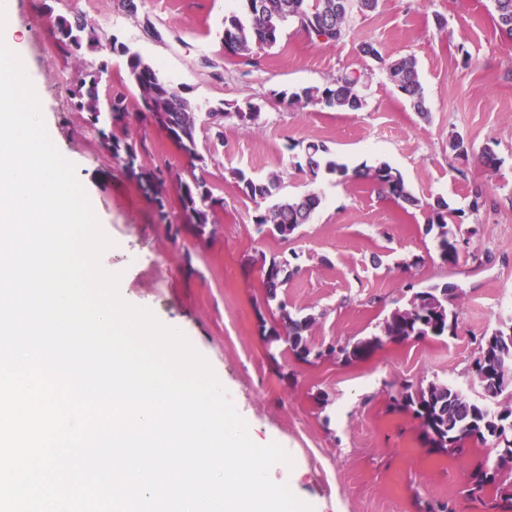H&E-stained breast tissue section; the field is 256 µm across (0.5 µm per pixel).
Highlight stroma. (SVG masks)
<instances>
[{"label":"stroma","instance_id":"35a3bbf8","mask_svg":"<svg viewBox=\"0 0 512 512\" xmlns=\"http://www.w3.org/2000/svg\"><path fill=\"white\" fill-rule=\"evenodd\" d=\"M233 6V0H144L130 17L117 0H12L5 31L19 45L46 128L118 245L103 254L102 265L122 266L133 305L181 325L249 431L292 456L293 466L275 465L273 473L313 512H427L439 503L454 512H501L495 494L480 501L464 496L472 469L494 461V448L475 444L462 458L430 450L419 420L393 409L391 396L402 383L435 381L482 402L470 370L477 339L512 321V39L498 30L490 0H380L375 13L350 22L336 45L289 25L275 47L251 61L224 51V16ZM54 12L106 26L183 88L200 112L219 113L197 131L206 159L198 169L153 123L111 127L114 137L135 144L139 165L171 172L163 187L167 221L105 148L88 113L76 108L79 81L100 56L61 48ZM366 40L383 55L415 59L427 115L360 55ZM363 68L372 76L359 111L280 101L281 93L323 87L344 70ZM250 105L260 110L257 124L234 118L236 108ZM457 134L474 150L491 146L496 168L449 152ZM310 142L352 168L389 163L418 206L402 208L364 180L299 172L296 158ZM238 169L259 178L280 174L283 192L313 189L323 202L289 242L260 236L255 206L233 176ZM194 176L218 200L208 238L180 224L177 181ZM477 188L486 204L474 212L468 203ZM440 196L457 209L464 242L453 267L441 263L424 233L426 205ZM256 251L296 254L299 271L280 297L290 311L315 315V344L379 333L384 317L406 305L410 283L458 286V332L389 342L354 364L337 356L306 363L268 351L258 330L268 312L260 276L243 267L244 255ZM131 254L139 264H126Z\"/></svg>","mask_w":512,"mask_h":512}]
</instances>
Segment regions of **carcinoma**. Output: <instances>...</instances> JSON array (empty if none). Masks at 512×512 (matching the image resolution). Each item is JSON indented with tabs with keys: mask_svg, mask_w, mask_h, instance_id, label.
I'll return each mask as SVG.
<instances>
[{
	"mask_svg": "<svg viewBox=\"0 0 512 512\" xmlns=\"http://www.w3.org/2000/svg\"><path fill=\"white\" fill-rule=\"evenodd\" d=\"M238 2V10L224 16V51L232 56H249L257 50L275 46L288 24L296 26L297 30L310 37H316L325 45H333L341 40L349 21L356 15L347 7L345 0ZM491 8L498 29L512 38V0H491ZM54 26L57 42L62 47L80 49L85 43L95 48L103 47L110 37L107 29L89 25L79 16L69 18L59 14L55 17ZM359 50L363 56L377 63L416 112L427 115L426 99L413 58L386 57L371 41L363 42ZM123 52L129 55L127 81L137 88L140 105L145 111H130L126 98L119 95L109 104L108 111L112 112V118L119 121L152 120L164 128L171 122L184 133V138L178 142L179 149L190 161L201 160L196 132L203 123L202 113L183 92L177 90L158 66L126 47ZM107 70L108 63L101 62L97 71L90 75V79L82 80L77 90L80 108L89 112L93 119L101 112L98 85ZM363 83L364 73L345 71L328 86L308 87L300 93L292 94L287 103H314L337 112H356L365 105V99L360 93ZM99 133L110 144L113 155L124 159L127 171L155 203L159 216L167 218L162 196L164 178L154 171L136 169L137 155L132 145L109 139L102 128ZM296 167L314 179L324 171L343 178L350 176L368 180L378 194L399 204L418 205V200L407 190L400 173L387 162L351 171L346 164L329 157L324 145L310 142L303 149V161L297 162ZM234 175L241 192L256 206L254 223L259 234L269 224H280L282 228L275 236L288 241L302 225L308 223L322 204V195L313 190L297 196L280 194L281 179L276 174L259 179L237 170ZM178 199L183 223L190 226L196 235L205 236L214 203L217 202L208 183L198 177L180 181ZM427 208L425 233H434L442 264L457 265L462 250L454 222L458 210L451 208L442 197L427 204ZM255 267L260 273L265 304L271 309L272 315L269 321L259 316L261 335L276 337V343L287 345V351L297 357H325L309 336L315 317L288 318L281 315L282 311L288 309V305L279 299V291L298 273V268H282L276 258L268 259L263 254L245 259V269ZM457 298L456 286L448 283L417 290L411 294L407 306L393 309L384 318L381 334L347 344L338 349V355L344 362L351 364L369 358L388 342L454 336L458 329V319L452 305ZM489 339L495 340L499 350L511 356V365L502 372L499 381H479L485 397L493 400L497 408L473 403L454 387L437 382L417 389L411 384H404L392 396V400L394 408L408 411L421 421L427 444L439 452L462 456L469 443H490L496 447L495 465L490 469L480 466L473 472L466 495L480 499L491 488L503 496L509 505L512 503V427H507V423L512 420V327L498 328L482 337L484 342Z\"/></svg>",
	"mask_w": 512,
	"mask_h": 512,
	"instance_id": "obj_1",
	"label": "carcinoma"
}]
</instances>
